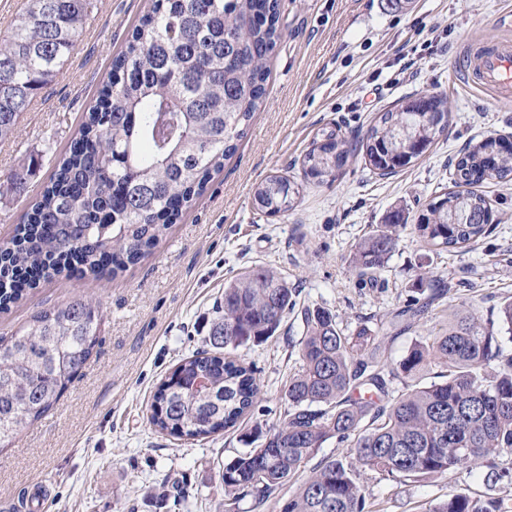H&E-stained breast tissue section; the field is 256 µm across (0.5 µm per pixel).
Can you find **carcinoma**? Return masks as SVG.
Returning a JSON list of instances; mask_svg holds the SVG:
<instances>
[{
  "mask_svg": "<svg viewBox=\"0 0 512 512\" xmlns=\"http://www.w3.org/2000/svg\"><path fill=\"white\" fill-rule=\"evenodd\" d=\"M92 7V0H29L18 14L12 36L0 42L1 141L73 57ZM279 20L280 0H153L113 57L108 81L49 182L0 248L7 276L0 311L63 271L115 275L145 257L247 135L282 38ZM446 128L444 98L426 94L382 113L359 140L323 132L303 157L304 177L332 181L358 152L379 175L395 174ZM454 175L460 190L416 218L419 236L435 250L463 248L486 234L493 211L472 187L511 182L512 155L500 154L488 137L463 153ZM299 195L288 178L272 176L253 198L259 210L277 215L293 209ZM408 221L405 210L391 211L357 243L352 264L360 282L378 281ZM449 291L443 279L421 271L417 297L380 335L363 322L346 332L330 310L302 308L300 366L284 392L285 418L256 431L251 448L224 464V506L249 497L263 507L331 438L351 441L352 458L320 462L280 512H368L361 484L367 469L393 481L422 480L477 462L491 470L488 481H512V470L496 463L512 450V352L492 327L460 312L415 340L396 367L381 361L382 338ZM298 296L264 266L225 284L224 310L210 336L214 353L182 360L159 383L150 423L187 440L235 427L259 387L252 367L222 350L274 336ZM498 319L512 341V297L500 304ZM98 321L97 306L78 298L41 311L27 329L0 341V444L54 407L91 356ZM395 378L402 389L392 397ZM428 512L505 510L492 497L450 493Z\"/></svg>",
  "mask_w": 512,
  "mask_h": 512,
  "instance_id": "cac0c4a2",
  "label": "carcinoma"
}]
</instances>
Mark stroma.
Wrapping results in <instances>:
<instances>
[{"label":"stroma","instance_id":"stroma-1","mask_svg":"<svg viewBox=\"0 0 512 512\" xmlns=\"http://www.w3.org/2000/svg\"><path fill=\"white\" fill-rule=\"evenodd\" d=\"M150 0H94L78 48L55 82L0 142V243L12 239L26 204L53 172V160L77 134L83 115ZM283 38L270 59L265 101L248 134L205 193L169 225L154 248L113 278L60 275L0 314V336L29 326L42 310L84 298L98 304L99 343L54 408L0 448V512H219L224 465L254 429L284 418V390L300 360L301 322L287 316L272 338L239 348L259 386L238 428L196 441L149 423L157 385L177 365L209 349L224 286L254 266L285 276L304 305L322 306L340 328H371L411 299L422 265L454 290L428 317L386 339L382 359L396 366L411 343L457 310L482 323L512 297V182L488 180L494 222L463 248L428 251L406 229L377 285L359 283L353 250L386 213L419 214L454 191V165L468 145L512 135V104L457 73L467 42H512V0H281ZM448 102L449 126L411 166L379 176L355 155L334 181H304L302 160L324 128L363 137L379 113L423 94ZM33 164L22 194L10 175ZM272 176L301 183L294 209L269 217L255 209V187ZM487 467L399 483L363 476L373 512H425L451 493L488 494L512 512V482L488 484Z\"/></svg>","mask_w":512,"mask_h":512}]
</instances>
